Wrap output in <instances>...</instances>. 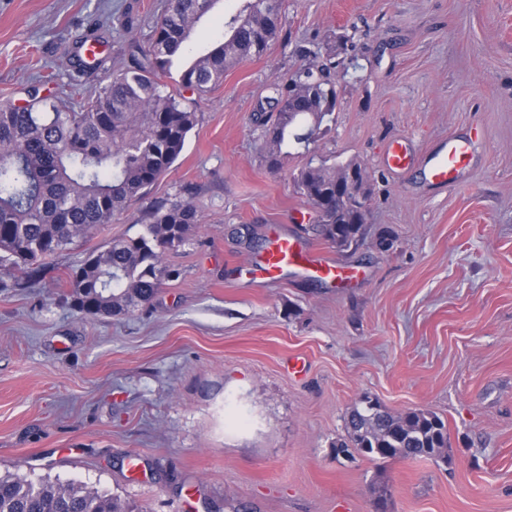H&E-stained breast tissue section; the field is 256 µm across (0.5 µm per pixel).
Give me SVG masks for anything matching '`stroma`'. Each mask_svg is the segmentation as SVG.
I'll return each mask as SVG.
<instances>
[{"label": "stroma", "mask_w": 512, "mask_h": 512, "mask_svg": "<svg viewBox=\"0 0 512 512\" xmlns=\"http://www.w3.org/2000/svg\"><path fill=\"white\" fill-rule=\"evenodd\" d=\"M162 6L0 0V102L65 88L76 41L105 15L118 65ZM239 7L219 0L189 54ZM281 13L267 52L200 98L199 124L143 201L54 271L0 288V475L79 481L136 512H371L385 485L389 512H512V0H283ZM310 60L334 65L336 109L270 167L253 110L275 75ZM452 133L478 136L456 186L383 164L392 140L421 154ZM310 161L366 166L356 245L303 232L316 213L294 177ZM161 200L203 216L165 255L176 277L135 315L77 313L55 277L88 246L141 233ZM277 228L363 279L252 283L245 265ZM365 397L439 415L447 463L336 456Z\"/></svg>", "instance_id": "35a3bbf8"}]
</instances>
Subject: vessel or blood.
Wrapping results in <instances>:
<instances>
[{
	"label": "vessel or blood",
	"instance_id": "vessel-or-blood-1",
	"mask_svg": "<svg viewBox=\"0 0 512 512\" xmlns=\"http://www.w3.org/2000/svg\"><path fill=\"white\" fill-rule=\"evenodd\" d=\"M471 139L451 136L442 149L433 155L416 158L404 141L391 142L384 157L387 169L399 172L423 162L429 181L437 186L458 184L473 152ZM256 277L274 281L284 270L346 286L362 279L360 270L338 263L334 259L310 250L295 235L279 234L270 242L266 252L252 264Z\"/></svg>",
	"mask_w": 512,
	"mask_h": 512
}]
</instances>
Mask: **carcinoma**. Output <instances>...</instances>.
Wrapping results in <instances>:
<instances>
[{"label":"carcinoma","instance_id":"carcinoma-1","mask_svg":"<svg viewBox=\"0 0 512 512\" xmlns=\"http://www.w3.org/2000/svg\"><path fill=\"white\" fill-rule=\"evenodd\" d=\"M218 3L165 0L153 23L148 47L128 43L127 61L105 67L88 64L75 52L76 72L104 70L96 94L86 103L53 99L29 91L27 104L0 107V270L15 284L39 278L50 260L77 241H87L110 224L146 189L164 176L198 125L196 102L168 90L171 67L182 63L175 83L201 96L224 84V74L260 57L281 30V0H241L224 18V37L212 49L184 61L197 25ZM258 103L255 122L263 127L268 159L276 166L294 144L309 146L314 132L336 107V79L318 62L277 76ZM306 163L294 176L300 193L323 211V222L305 231L348 247L366 219L367 208L353 195L336 193L342 168ZM202 223L191 202L151 206L144 232L112 238L86 250L80 267L55 279L83 316L134 315L156 298L173 271L166 252L189 240ZM346 438L336 447L355 449L371 461L431 458L448 463V428L438 415L421 409L389 412L374 400L347 414ZM0 512H133L118 498L77 481L35 485L0 477Z\"/></svg>","mask_w":512,"mask_h":512}]
</instances>
